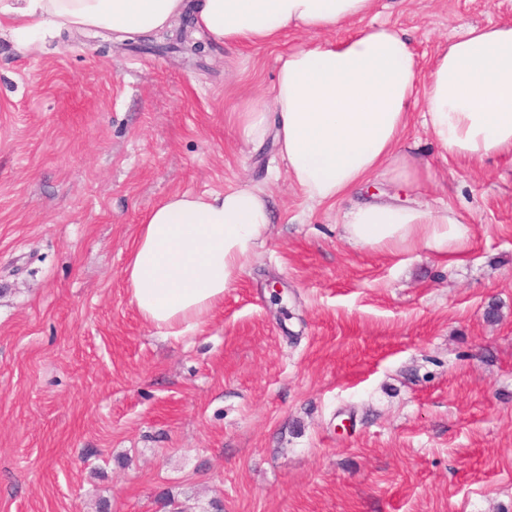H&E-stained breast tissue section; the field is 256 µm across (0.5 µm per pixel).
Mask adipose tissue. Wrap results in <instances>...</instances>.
<instances>
[{"label": "adipose tissue", "mask_w": 512, "mask_h": 512, "mask_svg": "<svg viewBox=\"0 0 512 512\" xmlns=\"http://www.w3.org/2000/svg\"><path fill=\"white\" fill-rule=\"evenodd\" d=\"M374 0H0V18L32 34L28 17L58 27L103 28L122 38L163 30L184 13L216 44L274 45L290 31L318 42L279 57L268 97L235 114L251 144L274 134L289 181L315 204L345 202L351 244L424 247L456 257L467 231L455 213L381 195L350 203L371 177L412 185L430 171L401 144L414 103L445 152L468 159L512 152V25L469 24L422 72L410 39L380 23L341 39L336 28L367 16ZM272 217L263 192H177L148 211L123 270L129 302L159 334L196 330L223 304L255 256Z\"/></svg>", "instance_id": "ef3b65f1"}]
</instances>
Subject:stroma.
<instances>
[{
    "label": "stroma",
    "mask_w": 512,
    "mask_h": 512,
    "mask_svg": "<svg viewBox=\"0 0 512 512\" xmlns=\"http://www.w3.org/2000/svg\"><path fill=\"white\" fill-rule=\"evenodd\" d=\"M489 21L512 0H375L344 30L396 24L426 67ZM182 35L201 52L168 51ZM311 40L0 29V512H512V153H442L413 115L431 177L399 197L452 208L466 256L352 246L231 119ZM243 186L263 246L161 338L122 275L141 218Z\"/></svg>",
    "instance_id": "stroma-1"
}]
</instances>
